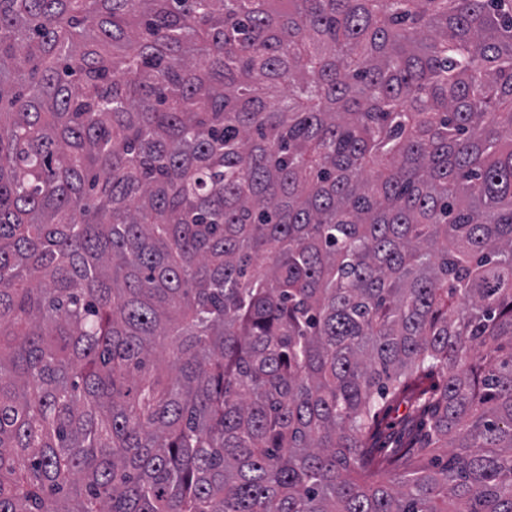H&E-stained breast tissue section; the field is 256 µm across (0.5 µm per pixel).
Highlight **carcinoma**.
Wrapping results in <instances>:
<instances>
[{
  "instance_id": "carcinoma-1",
  "label": "carcinoma",
  "mask_w": 512,
  "mask_h": 512,
  "mask_svg": "<svg viewBox=\"0 0 512 512\" xmlns=\"http://www.w3.org/2000/svg\"><path fill=\"white\" fill-rule=\"evenodd\" d=\"M0 512H512V0H0Z\"/></svg>"
}]
</instances>
